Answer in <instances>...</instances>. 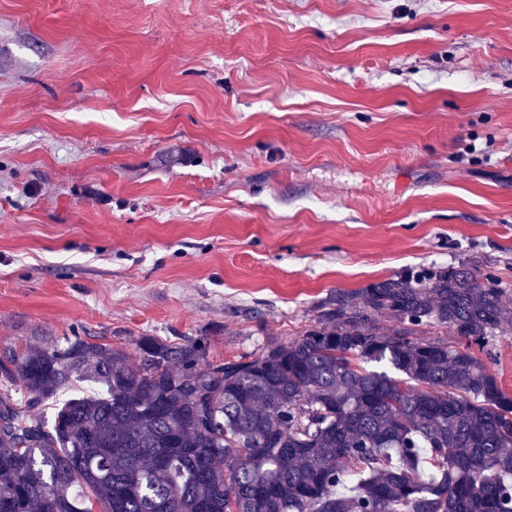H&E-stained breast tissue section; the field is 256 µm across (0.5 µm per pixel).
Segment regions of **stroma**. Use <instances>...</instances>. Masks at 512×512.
<instances>
[{
	"instance_id": "35a3bbf8",
	"label": "stroma",
	"mask_w": 512,
	"mask_h": 512,
	"mask_svg": "<svg viewBox=\"0 0 512 512\" xmlns=\"http://www.w3.org/2000/svg\"><path fill=\"white\" fill-rule=\"evenodd\" d=\"M462 263L512 289V0H0V350Z\"/></svg>"
}]
</instances>
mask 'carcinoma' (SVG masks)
<instances>
[{
    "label": "carcinoma",
    "instance_id": "obj_1",
    "mask_svg": "<svg viewBox=\"0 0 512 512\" xmlns=\"http://www.w3.org/2000/svg\"><path fill=\"white\" fill-rule=\"evenodd\" d=\"M430 327L465 340L423 338ZM512 290L466 264L338 289L290 343L82 336L0 357V512H512ZM104 388L48 421L38 406ZM486 349L480 351L477 346H472V351L487 362L503 388L512 393V332L505 336H498L488 347L491 349V359L486 357ZM96 393H100L98 386L89 382H78L72 389L59 393L53 400L46 402L45 405L39 406V412H44V415L50 419L55 408L66 400L78 396L94 395Z\"/></svg>",
    "mask_w": 512,
    "mask_h": 512
}]
</instances>
